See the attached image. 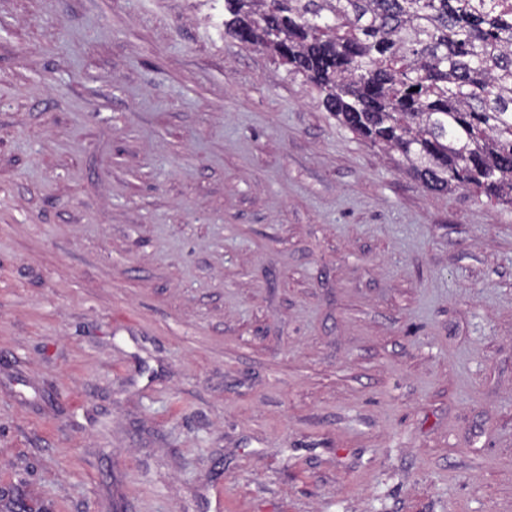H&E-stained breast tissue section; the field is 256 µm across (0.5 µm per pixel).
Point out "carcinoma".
Instances as JSON below:
<instances>
[{
    "instance_id": "obj_1",
    "label": "carcinoma",
    "mask_w": 512,
    "mask_h": 512,
    "mask_svg": "<svg viewBox=\"0 0 512 512\" xmlns=\"http://www.w3.org/2000/svg\"><path fill=\"white\" fill-rule=\"evenodd\" d=\"M327 111L429 189L512 208V0H224Z\"/></svg>"
}]
</instances>
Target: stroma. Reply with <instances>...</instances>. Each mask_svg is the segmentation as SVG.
Instances as JSON below:
<instances>
[{"mask_svg":"<svg viewBox=\"0 0 512 512\" xmlns=\"http://www.w3.org/2000/svg\"><path fill=\"white\" fill-rule=\"evenodd\" d=\"M222 0H0V491L512 512V208L432 192Z\"/></svg>","mask_w":512,"mask_h":512,"instance_id":"35a3bbf8","label":"stroma"}]
</instances>
